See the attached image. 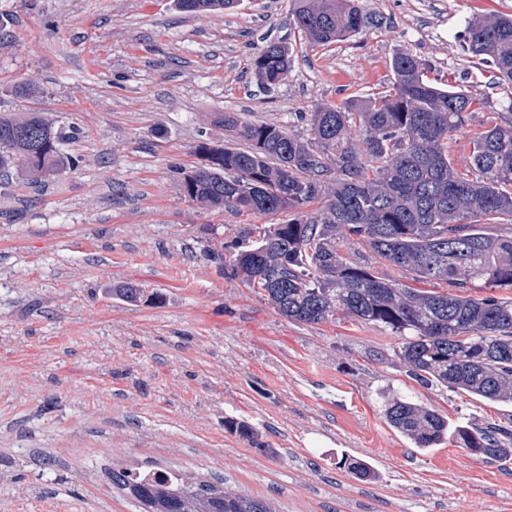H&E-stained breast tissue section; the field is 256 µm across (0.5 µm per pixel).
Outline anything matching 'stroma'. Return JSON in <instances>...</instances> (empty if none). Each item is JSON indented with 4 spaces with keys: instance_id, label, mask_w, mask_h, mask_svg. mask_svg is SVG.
I'll return each instance as SVG.
<instances>
[{
    "instance_id": "obj_1",
    "label": "stroma",
    "mask_w": 512,
    "mask_h": 512,
    "mask_svg": "<svg viewBox=\"0 0 512 512\" xmlns=\"http://www.w3.org/2000/svg\"><path fill=\"white\" fill-rule=\"evenodd\" d=\"M373 22L328 46L292 0L221 13L176 0H0V112L75 128L77 166L30 185L0 179V512H145L115 470L168 471L272 512H512V460L451 441L422 450L387 421L406 397L453 423L512 420V404L422 386L390 330L337 313L289 321L211 260L283 215L206 209L185 196L218 113L280 123L382 91L406 50L436 83L463 76L502 102L461 48L473 14L512 0H360ZM291 52L267 93L252 61ZM39 88L34 98L12 89ZM131 283L137 303L114 290ZM368 462L375 479L359 478Z\"/></svg>"
}]
</instances>
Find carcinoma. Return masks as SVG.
<instances>
[{
    "instance_id": "obj_1",
    "label": "carcinoma",
    "mask_w": 512,
    "mask_h": 512,
    "mask_svg": "<svg viewBox=\"0 0 512 512\" xmlns=\"http://www.w3.org/2000/svg\"><path fill=\"white\" fill-rule=\"evenodd\" d=\"M184 12L235 7V0H177ZM293 25L315 44L360 32L355 0H294ZM463 50L512 85V14L468 20ZM288 46L271 42L252 69L271 90L288 76ZM387 89L321 104L308 113L309 136L288 126L243 122L226 113L218 122L242 147L197 150L205 165L184 176L185 195L210 208L273 214L288 221L249 228L235 242L229 265L264 291L281 316L318 324L336 311L402 338L394 355L424 385L512 403V299L474 297V288H512V97L501 110L453 81L428 78L429 64L400 51ZM475 112L487 125L471 138L470 165L448 156L452 139ZM74 128L55 126L39 112L0 114V176L33 181L75 167L62 150ZM322 201L317 212L308 207ZM367 246L402 277L444 284L455 292L409 288L381 278L361 254L343 255L340 238ZM389 424L416 447L450 440L484 459L512 456V429L452 425L406 398L385 409ZM112 484L132 487L151 512H271L258 499L202 493L180 476L140 477L112 471Z\"/></svg>"
}]
</instances>
